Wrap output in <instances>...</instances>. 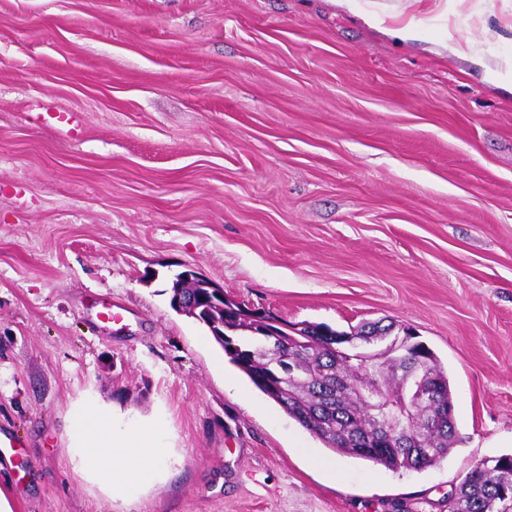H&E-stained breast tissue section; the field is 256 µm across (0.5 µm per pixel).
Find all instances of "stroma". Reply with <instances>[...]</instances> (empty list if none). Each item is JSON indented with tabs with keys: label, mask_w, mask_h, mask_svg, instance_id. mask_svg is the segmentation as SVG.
Returning a JSON list of instances; mask_svg holds the SVG:
<instances>
[{
	"label": "stroma",
	"mask_w": 512,
	"mask_h": 512,
	"mask_svg": "<svg viewBox=\"0 0 512 512\" xmlns=\"http://www.w3.org/2000/svg\"><path fill=\"white\" fill-rule=\"evenodd\" d=\"M447 40L486 67L436 53ZM510 58L512 0H0L12 512H448L480 460L512 453ZM36 100L80 127L33 123ZM188 265L293 323L412 328L459 443L417 471L326 448L213 368L206 328L170 304ZM88 398L162 422L158 481L125 495L74 469Z\"/></svg>",
	"instance_id": "35a3bbf8"
}]
</instances>
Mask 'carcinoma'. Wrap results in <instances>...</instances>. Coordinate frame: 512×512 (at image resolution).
Listing matches in <instances>:
<instances>
[{
  "instance_id": "cac0c4a2",
  "label": "carcinoma",
  "mask_w": 512,
  "mask_h": 512,
  "mask_svg": "<svg viewBox=\"0 0 512 512\" xmlns=\"http://www.w3.org/2000/svg\"><path fill=\"white\" fill-rule=\"evenodd\" d=\"M224 325V335L214 340L258 390L274 399L273 384L277 380L262 359V327L252 319L251 312L233 300L224 303ZM324 329L323 324L304 323L297 338L288 339V357L303 362L302 378L288 382L287 396L276 404L331 450L389 470L425 469L446 458L457 442L456 425L448 376L434 352L428 351L426 360L431 375L428 384L440 397L442 414L438 426L430 433L427 447L412 452L418 435L409 428L398 433L400 450L382 457L372 456L357 451L350 435L376 427L378 422L362 418L367 401L365 388L347 386L337 377L334 341L323 335ZM419 368L415 353L396 349L383 350L364 364L365 374L380 387L383 403L399 392L404 377ZM448 512H512V455L478 463L448 494Z\"/></svg>"
}]
</instances>
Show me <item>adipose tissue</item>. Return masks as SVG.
Here are the masks:
<instances>
[{
	"mask_svg": "<svg viewBox=\"0 0 512 512\" xmlns=\"http://www.w3.org/2000/svg\"><path fill=\"white\" fill-rule=\"evenodd\" d=\"M68 434L80 468L122 491L152 482L169 454L160 423H132L92 402L72 411Z\"/></svg>",
	"mask_w": 512,
	"mask_h": 512,
	"instance_id": "ef3b65f1",
	"label": "adipose tissue"
}]
</instances>
